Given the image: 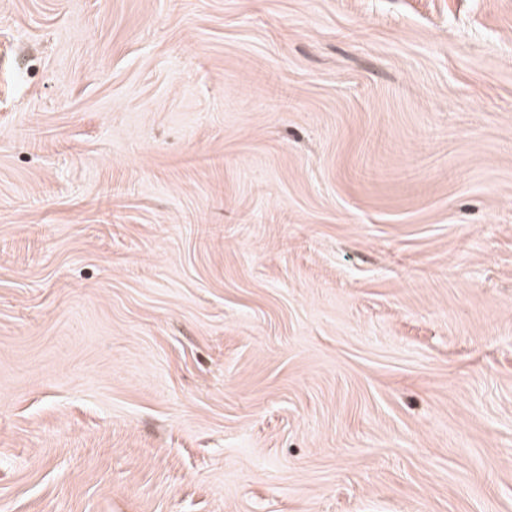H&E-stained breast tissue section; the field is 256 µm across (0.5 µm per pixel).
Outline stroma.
Listing matches in <instances>:
<instances>
[{
  "mask_svg": "<svg viewBox=\"0 0 512 512\" xmlns=\"http://www.w3.org/2000/svg\"><path fill=\"white\" fill-rule=\"evenodd\" d=\"M0 512H512V0H0Z\"/></svg>",
  "mask_w": 512,
  "mask_h": 512,
  "instance_id": "35a3bbf8",
  "label": "stroma"
}]
</instances>
